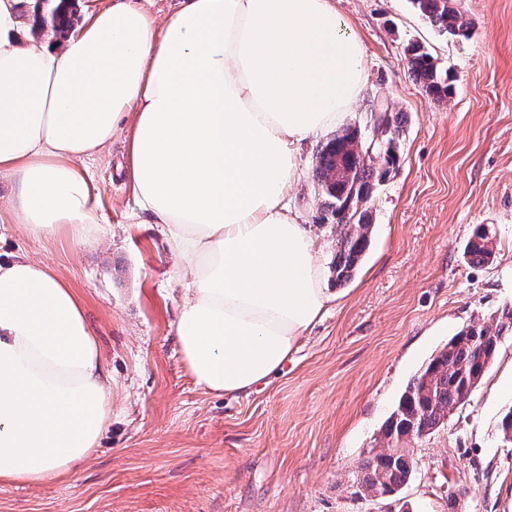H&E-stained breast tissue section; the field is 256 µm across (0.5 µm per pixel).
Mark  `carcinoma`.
I'll list each match as a JSON object with an SVG mask.
<instances>
[{
	"mask_svg": "<svg viewBox=\"0 0 512 512\" xmlns=\"http://www.w3.org/2000/svg\"><path fill=\"white\" fill-rule=\"evenodd\" d=\"M418 12L440 35L467 38L472 22L456 6L455 0H410ZM78 22L75 0H59L47 12L33 11L32 32L50 28L64 36ZM408 73L425 94L442 101L452 93L451 76L439 65L427 47L412 43L406 48ZM389 114L387 126L372 129L374 153L352 125L319 144L312 169L318 195L323 199L319 221L336 225V253L330 272L337 284L349 280L368 245L371 213L368 203L378 186L399 166L400 143L407 123L402 112L381 102ZM495 255L494 237L480 224L465 248L473 264H489ZM512 334V307L483 322L459 331L415 375L401 395L396 409L385 423L383 437L394 440L389 450L375 456L364 468L359 492L365 497L389 495L405 486L414 472L408 451L400 439H420L445 424L454 408L464 404L493 361L502 339Z\"/></svg>",
	"mask_w": 512,
	"mask_h": 512,
	"instance_id": "carcinoma-1",
	"label": "carcinoma"
}]
</instances>
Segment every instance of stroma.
<instances>
[{
    "mask_svg": "<svg viewBox=\"0 0 512 512\" xmlns=\"http://www.w3.org/2000/svg\"><path fill=\"white\" fill-rule=\"evenodd\" d=\"M360 37L368 81L346 122L366 125L379 97L405 113L399 168L374 194L369 247L352 278L298 342L282 370L251 394L195 384L175 329L178 260L156 225L133 224L127 141L87 162L100 193L97 233L50 240L17 231L0 176L5 250L49 263L81 297L118 398L89 461L59 480L0 481V512H512V444L499 429L512 406V335L470 398L414 441L412 480L364 498L360 465L381 451V427L412 377L472 321L512 306V0H457L473 35H439L408 0H333ZM424 44L453 78L430 100L410 78L405 49ZM300 152L291 191L316 254L329 265L336 229L318 222ZM484 224L493 264L464 247Z\"/></svg>",
    "mask_w": 512,
    "mask_h": 512,
    "instance_id": "35a3bbf8",
    "label": "stroma"
}]
</instances>
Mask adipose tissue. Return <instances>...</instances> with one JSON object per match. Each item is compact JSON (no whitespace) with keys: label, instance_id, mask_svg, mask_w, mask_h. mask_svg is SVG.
Listing matches in <instances>:
<instances>
[{"label":"adipose tissue","instance_id":"adipose-tissue-1","mask_svg":"<svg viewBox=\"0 0 512 512\" xmlns=\"http://www.w3.org/2000/svg\"><path fill=\"white\" fill-rule=\"evenodd\" d=\"M0 0V175L25 232L101 217L82 164L126 132L138 215L186 282L176 333L195 383L268 382L333 301L290 207L300 148L367 83L364 48L331 0L87 4L65 42L32 38ZM112 376L84 305L48 266L0 249V480L86 463L112 418Z\"/></svg>","mask_w":512,"mask_h":512}]
</instances>
